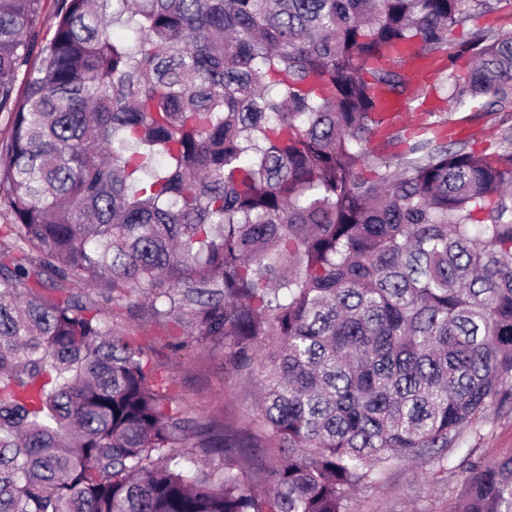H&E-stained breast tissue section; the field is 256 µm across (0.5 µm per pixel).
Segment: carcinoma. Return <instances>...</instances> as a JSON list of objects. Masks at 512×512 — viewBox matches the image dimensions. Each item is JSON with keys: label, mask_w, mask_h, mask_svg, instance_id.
I'll use <instances>...</instances> for the list:
<instances>
[{"label": "carcinoma", "mask_w": 512, "mask_h": 512, "mask_svg": "<svg viewBox=\"0 0 512 512\" xmlns=\"http://www.w3.org/2000/svg\"><path fill=\"white\" fill-rule=\"evenodd\" d=\"M501 3L62 0L19 96L41 0H0V512H352L410 459L512 512V456H456L512 408V125L383 112L451 44L426 114L511 112ZM118 318L223 340L256 416H191ZM452 113V127L455 139L469 141L474 144V149L494 148L498 145L494 134L502 124L504 114L501 112L475 113L470 109L450 108Z\"/></svg>", "instance_id": "obj_1"}]
</instances>
